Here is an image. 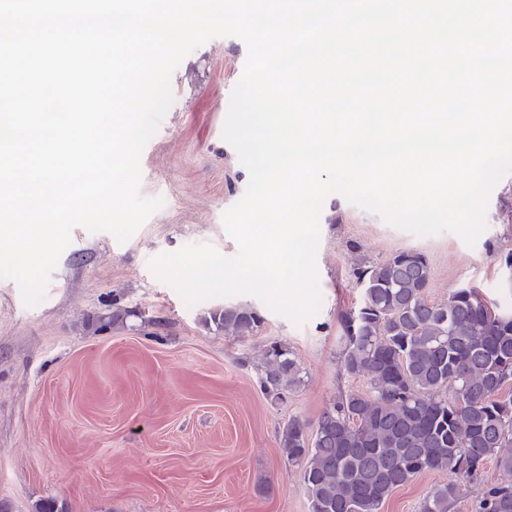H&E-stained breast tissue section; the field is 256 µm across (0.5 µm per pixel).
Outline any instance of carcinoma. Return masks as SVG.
Returning a JSON list of instances; mask_svg holds the SVG:
<instances>
[{
  "mask_svg": "<svg viewBox=\"0 0 512 512\" xmlns=\"http://www.w3.org/2000/svg\"><path fill=\"white\" fill-rule=\"evenodd\" d=\"M354 277L359 303L339 317L342 370L366 378L368 390L339 396L314 432L294 419L279 438L300 469L309 512H379L395 489L430 470L448 472V482L427 494L421 512H451L466 493L475 512H512V314L474 287L429 300L430 267L417 251L361 259ZM204 322L251 336L264 318L229 304ZM263 360L267 396L301 386L290 349L272 343Z\"/></svg>",
  "mask_w": 512,
  "mask_h": 512,
  "instance_id": "obj_1",
  "label": "carcinoma"
}]
</instances>
